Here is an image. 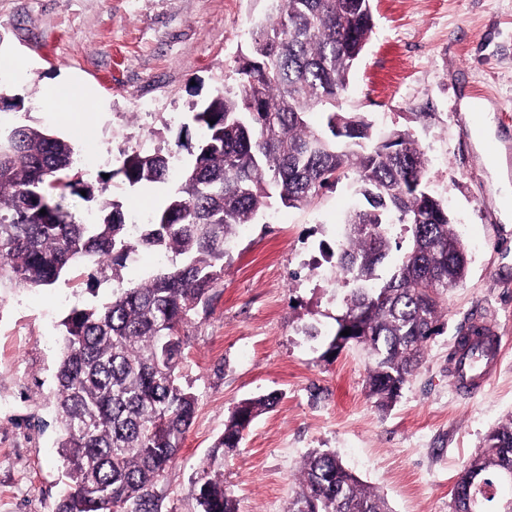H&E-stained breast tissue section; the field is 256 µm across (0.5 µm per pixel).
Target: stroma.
I'll return each instance as SVG.
<instances>
[{
    "label": "stroma",
    "instance_id": "35a3bbf8",
    "mask_svg": "<svg viewBox=\"0 0 512 512\" xmlns=\"http://www.w3.org/2000/svg\"><path fill=\"white\" fill-rule=\"evenodd\" d=\"M374 27L343 106L374 129L414 134L430 162V188L448 204L469 258L465 281L444 297L440 335L395 404L380 411L365 390L367 358L330 353L348 290L337 273L345 215L361 198L348 172L311 203H273L224 254V281L188 327L183 383L198 408L157 491L161 512H197L195 480L231 409L279 392L224 463L238 512H286L295 474L311 451L329 450L384 497L390 512H452L451 493L489 432L512 419V223L486 166L463 99L490 108L512 183V0H373ZM267 0H0V120L71 136V112L52 111L50 84L72 78L105 102L80 118L93 200L69 197L76 219L103 198L127 221L163 207L177 186L127 188L131 151L159 149L187 165L199 131L191 106L234 90L236 66ZM108 185H101L102 175ZM109 274L79 265L49 287L0 289V512H55L63 490L54 409L61 321L78 304L112 299ZM495 324L505 346L484 393L448 384V351L464 322ZM316 327L317 337L307 336Z\"/></svg>",
    "mask_w": 512,
    "mask_h": 512
}]
</instances>
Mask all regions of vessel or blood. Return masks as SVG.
Here are the masks:
<instances>
[{"label": "vessel or blood", "instance_id": "b4317fda", "mask_svg": "<svg viewBox=\"0 0 512 512\" xmlns=\"http://www.w3.org/2000/svg\"><path fill=\"white\" fill-rule=\"evenodd\" d=\"M479 329L489 339L473 354L467 355L462 364L452 365L448 377L453 390L462 397L469 398L482 391L496 375L502 361V337L497 327L483 321Z\"/></svg>", "mask_w": 512, "mask_h": 512}]
</instances>
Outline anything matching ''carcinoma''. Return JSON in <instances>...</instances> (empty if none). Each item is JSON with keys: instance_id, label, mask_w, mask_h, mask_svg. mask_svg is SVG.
Returning <instances> with one entry per match:
<instances>
[{"instance_id": "cac0c4a2", "label": "carcinoma", "mask_w": 512, "mask_h": 512, "mask_svg": "<svg viewBox=\"0 0 512 512\" xmlns=\"http://www.w3.org/2000/svg\"><path fill=\"white\" fill-rule=\"evenodd\" d=\"M238 62L237 90L194 114L200 138L180 186L146 224L126 223L122 203L105 200L83 221L66 205L83 190L68 139L17 125L0 134V283L50 286L77 264L112 271L115 294L77 305L62 320L57 373L59 455L69 483L55 512H161L155 488L166 477L196 413L179 381L185 331L224 281L225 245L277 198L309 203L355 169L366 205L345 219L339 267L354 287L329 350L370 354L366 388L391 406L440 334L443 294L466 277L465 245L444 201L428 190L424 152L407 131L378 139L356 112L336 109L373 26L372 0H271ZM318 109L326 128L311 125ZM170 155L134 151L120 168L131 187L169 179ZM45 213H40V210ZM410 245L385 278L392 228ZM164 264L127 285L121 263L133 251ZM350 330L343 336L341 332ZM270 392L239 403L198 472V512H237L224 488V460L243 432L272 410ZM468 465L482 483L457 481L452 501L501 512V473L512 469V420L494 428ZM287 512H388L385 501L328 450L309 453Z\"/></svg>"}]
</instances>
